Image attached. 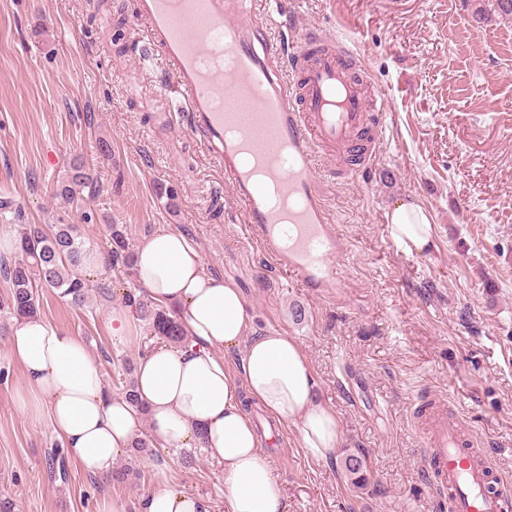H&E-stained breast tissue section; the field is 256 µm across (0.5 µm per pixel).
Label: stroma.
<instances>
[{"instance_id":"35a3bbf8","label":"stroma","mask_w":512,"mask_h":512,"mask_svg":"<svg viewBox=\"0 0 512 512\" xmlns=\"http://www.w3.org/2000/svg\"><path fill=\"white\" fill-rule=\"evenodd\" d=\"M136 0H0V199L31 224H71L91 250L105 227L124 225L131 247L160 230L196 244L207 272L232 280L250 312L249 334L275 329L299 342L319 402L339 419L335 453L315 459L293 424L274 458L283 512H449L425 484V438L413 410L429 395L455 404L498 471L512 478V20L490 0H267L280 23L273 41L305 29L341 34L388 95L371 169L322 179L343 237V285L315 293L281 270L250 233L242 207L190 129L176 126L179 96L134 22ZM110 154H102L100 141ZM99 180L79 202L54 186L73 161ZM434 225L430 249L404 252L388 215L401 201ZM83 306L42 291L40 315L80 337L111 379L113 357L137 359L145 322L112 336L122 285L108 268L87 276ZM108 285L112 299L98 296ZM0 279V503L11 512H141L164 467L168 484L224 510V471L198 453L154 449L133 459L140 479L112 484L69 464L50 478L58 444L16 395L9 356L15 324ZM305 312L296 320L295 308ZM364 452L368 484L353 488L346 455Z\"/></svg>"}]
</instances>
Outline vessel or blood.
Segmentation results:
<instances>
[{
    "mask_svg": "<svg viewBox=\"0 0 512 512\" xmlns=\"http://www.w3.org/2000/svg\"><path fill=\"white\" fill-rule=\"evenodd\" d=\"M136 20L266 254L311 290L341 287L343 242L313 171L335 150L354 162L326 166L330 178L373 163L385 92L338 36L305 31L281 57L258 0H137ZM415 418L435 498L450 512H507L493 460L464 420L434 398Z\"/></svg>",
    "mask_w": 512,
    "mask_h": 512,
    "instance_id": "obj_1",
    "label": "vessel or blood"
}]
</instances>
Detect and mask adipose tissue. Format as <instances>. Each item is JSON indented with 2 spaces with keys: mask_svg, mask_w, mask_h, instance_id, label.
Instances as JSON below:
<instances>
[{
  "mask_svg": "<svg viewBox=\"0 0 512 512\" xmlns=\"http://www.w3.org/2000/svg\"><path fill=\"white\" fill-rule=\"evenodd\" d=\"M389 231L404 251L429 248L433 226L415 202L395 206ZM134 271L152 300L176 313L190 346L157 344L140 355L139 406L107 388L80 337L45 319L19 321L9 353L22 369L21 410L44 415L62 448L92 476L111 473L142 435L161 448H201L224 469L226 512H283L260 434L244 409L254 401L269 416L296 425L303 448L328 458L339 421L315 395V380L299 343L278 331L247 335L250 317L237 286L206 272L199 250L183 234L161 231L139 245ZM241 353L230 371L221 350ZM143 512H209L195 494L170 488L165 472Z\"/></svg>",
  "mask_w": 512,
  "mask_h": 512,
  "instance_id": "obj_1",
  "label": "adipose tissue"
}]
</instances>
